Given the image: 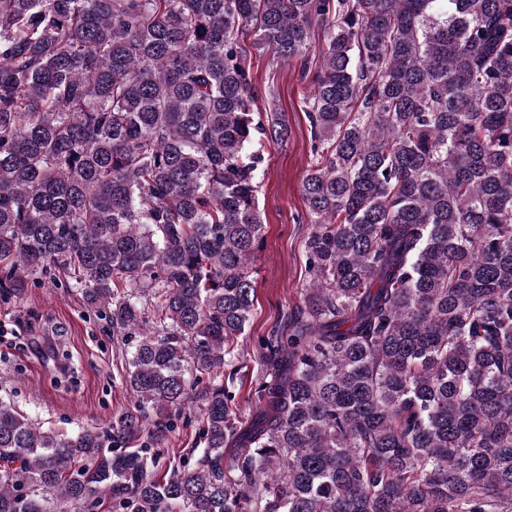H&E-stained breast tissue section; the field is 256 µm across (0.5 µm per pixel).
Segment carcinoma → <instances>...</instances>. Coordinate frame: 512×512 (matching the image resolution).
Here are the masks:
<instances>
[{
    "label": "carcinoma",
    "instance_id": "carcinoma-1",
    "mask_svg": "<svg viewBox=\"0 0 512 512\" xmlns=\"http://www.w3.org/2000/svg\"><path fill=\"white\" fill-rule=\"evenodd\" d=\"M254 50L310 79L313 162L245 426L288 138ZM52 271L133 339L132 408L65 436L0 400V512H512V0H0V298ZM180 422L202 454L161 470ZM251 73L262 95L260 110L273 105L288 126L289 137L283 143L268 145L267 161L257 177L264 242L254 260L257 300L249 336L244 337L239 351L247 367L234 382L236 412L243 422L250 421L258 410L256 388L263 381V370L275 362L266 348H259L258 341L283 328L289 309L298 302L308 280L304 240L310 224L304 219L302 182L312 160L310 127L303 111V94L309 82L301 80L299 65L277 60L271 51L256 52Z\"/></svg>",
    "mask_w": 512,
    "mask_h": 512
}]
</instances>
